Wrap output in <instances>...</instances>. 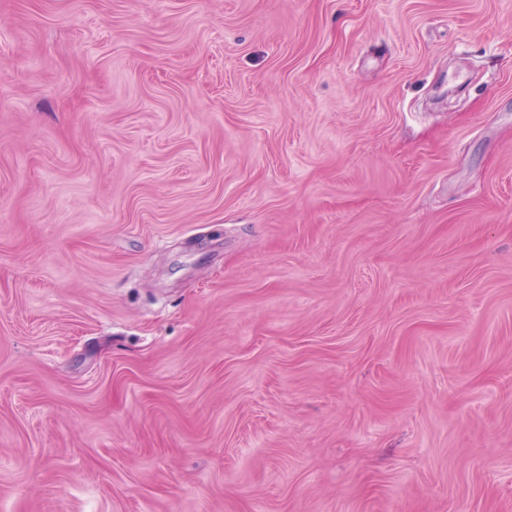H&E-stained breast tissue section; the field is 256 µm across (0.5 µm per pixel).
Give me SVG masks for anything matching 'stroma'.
<instances>
[{
    "instance_id": "obj_1",
    "label": "stroma",
    "mask_w": 512,
    "mask_h": 512,
    "mask_svg": "<svg viewBox=\"0 0 512 512\" xmlns=\"http://www.w3.org/2000/svg\"><path fill=\"white\" fill-rule=\"evenodd\" d=\"M0 512H512V0H0Z\"/></svg>"
}]
</instances>
